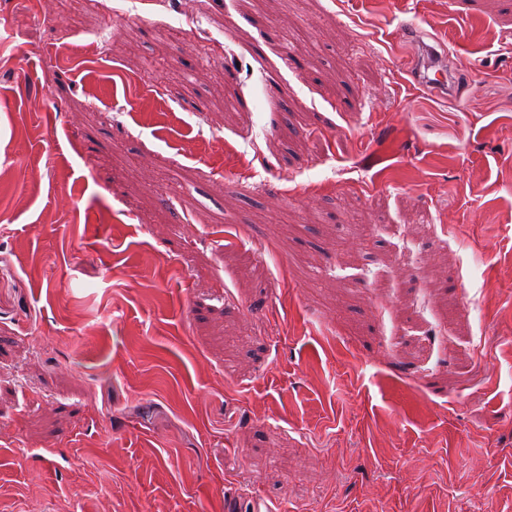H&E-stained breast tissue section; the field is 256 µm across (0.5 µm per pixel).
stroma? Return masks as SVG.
<instances>
[{
  "mask_svg": "<svg viewBox=\"0 0 512 512\" xmlns=\"http://www.w3.org/2000/svg\"><path fill=\"white\" fill-rule=\"evenodd\" d=\"M198 15L0 0V512H512V0ZM419 54L421 57L420 65L413 68L412 77L421 85L428 89L443 92L448 89L447 82H442L436 78V73L444 68L442 55L435 48L424 43H419ZM435 70L434 78L431 77V71Z\"/></svg>",
  "mask_w": 512,
  "mask_h": 512,
  "instance_id": "obj_1",
  "label": "stroma"
}]
</instances>
